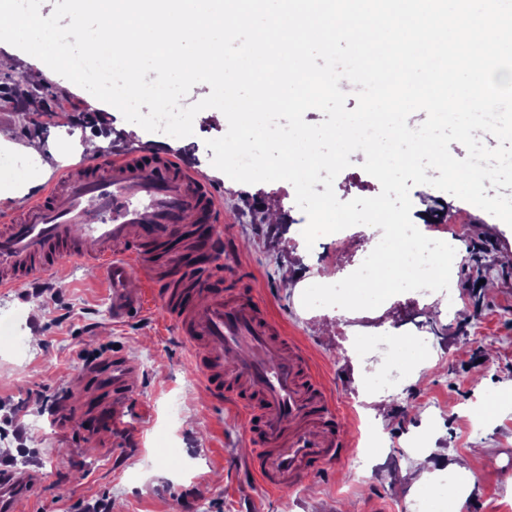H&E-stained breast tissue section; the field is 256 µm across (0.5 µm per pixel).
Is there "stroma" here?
I'll return each mask as SVG.
<instances>
[{"label": "stroma", "instance_id": "stroma-1", "mask_svg": "<svg viewBox=\"0 0 512 512\" xmlns=\"http://www.w3.org/2000/svg\"><path fill=\"white\" fill-rule=\"evenodd\" d=\"M13 79L38 86L26 110L0 107V147L19 151L38 141L39 162L0 181V216L47 184L65 159L60 133L82 128L85 141H98V156L114 150L164 151L193 162L198 145L224 134L207 113L195 118L194 134L175 138L127 122L106 103L89 105L80 87L37 58L12 69ZM334 182L343 201L373 197L379 182L367 174L363 153ZM224 190L223 225L231 241L224 264L235 266L242 285L261 295L269 316L300 344L328 395L336 399L351 441L373 424L397 455L375 451L366 481L346 463L275 494L247 470L253 447L244 437L239 413L216 400L189 371L190 355L156 297L137 318L112 317L111 284L88 275L84 264L63 261L48 279L46 293L32 287L0 290V318L14 319L22 347L0 344V448L8 458L37 444L25 474L35 489L27 512H81V505L108 500L111 512H407L411 502L432 505V490L411 467L413 453L400 433L415 430L434 473L462 457L475 477L466 493L468 512H512V495L499 490L512 473V227L480 208L441 190L413 187L414 212L442 211L467 220L466 237L456 241L450 292L416 296L406 292L374 310L304 308V289L324 279L339 281L368 255L381 229L355 226L344 243L319 237L304 249L306 215L285 181L242 184L212 164L201 168ZM422 314L433 348L411 353L399 385L370 392L367 369L383 364L377 336L384 327ZM103 360L122 356L135 367V394L115 420L84 435L83 420L96 388L80 351Z\"/></svg>", "mask_w": 512, "mask_h": 512}]
</instances>
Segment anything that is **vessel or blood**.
<instances>
[{"instance_id": "vessel-or-blood-1", "label": "vessel or blood", "mask_w": 512, "mask_h": 512, "mask_svg": "<svg viewBox=\"0 0 512 512\" xmlns=\"http://www.w3.org/2000/svg\"><path fill=\"white\" fill-rule=\"evenodd\" d=\"M224 191L165 152L116 151L56 174L0 226V288L52 275L69 258L106 270L112 315L129 320L146 307L140 277L157 293L191 354L192 371L231 403L255 451L248 462L276 493L325 474L349 442L338 409L300 347L285 338L233 271L216 275L224 251ZM131 361L106 373L113 395L130 391ZM25 476L0 467V512H23Z\"/></svg>"}]
</instances>
